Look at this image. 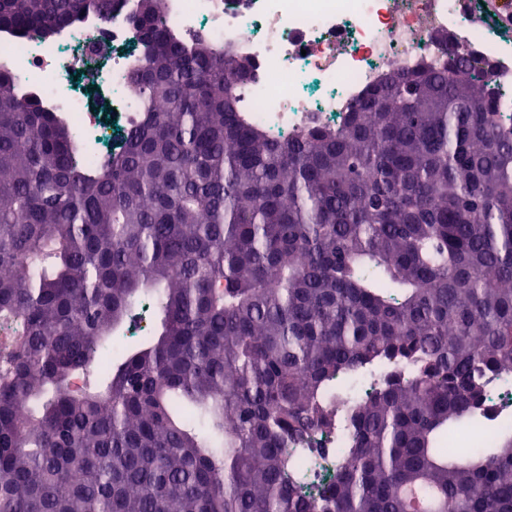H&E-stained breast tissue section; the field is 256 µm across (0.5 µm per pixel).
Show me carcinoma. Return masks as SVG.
Wrapping results in <instances>:
<instances>
[{"label": "carcinoma", "mask_w": 512, "mask_h": 512, "mask_svg": "<svg viewBox=\"0 0 512 512\" xmlns=\"http://www.w3.org/2000/svg\"><path fill=\"white\" fill-rule=\"evenodd\" d=\"M125 4L0 0V33ZM131 21L134 116L102 164L0 71V512H410L408 488L512 512V427L443 448L512 382V90L443 37L282 138L233 47L182 43L162 0ZM145 308L159 328L116 342ZM346 442V433L344 431H338L336 433V429L325 438L319 439L318 447L316 448H324V455L322 459H320V468L313 474L314 477H316L318 472L319 479H330L336 468V448H345Z\"/></svg>", "instance_id": "obj_1"}]
</instances>
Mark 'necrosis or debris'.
Listing matches in <instances>:
<instances>
[{
	"instance_id": "1",
	"label": "necrosis or debris",
	"mask_w": 512,
	"mask_h": 512,
	"mask_svg": "<svg viewBox=\"0 0 512 512\" xmlns=\"http://www.w3.org/2000/svg\"><path fill=\"white\" fill-rule=\"evenodd\" d=\"M137 0L102 18L89 15L80 39L59 31L47 43L0 36V71H23L20 96L48 112L63 113L82 150L105 162L128 128L133 98L130 74L140 55L130 14ZM474 0H164L169 27L187 44L205 40L232 46L250 60L246 104L273 134L342 124L367 91L391 73H408L437 52L435 33L447 32L474 58L493 65L512 83V45L474 22ZM108 98L111 115L99 112L90 92ZM512 427V383L491 381L477 424L463 444L477 447Z\"/></svg>"
}]
</instances>
